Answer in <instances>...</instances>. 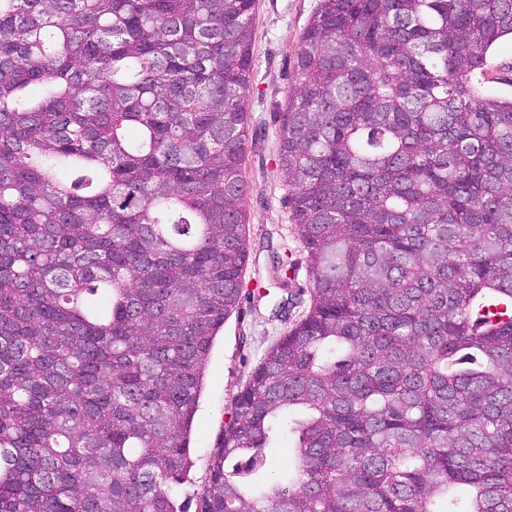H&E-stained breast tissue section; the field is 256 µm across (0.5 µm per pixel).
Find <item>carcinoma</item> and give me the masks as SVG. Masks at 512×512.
<instances>
[{
  "label": "carcinoma",
  "mask_w": 512,
  "mask_h": 512,
  "mask_svg": "<svg viewBox=\"0 0 512 512\" xmlns=\"http://www.w3.org/2000/svg\"><path fill=\"white\" fill-rule=\"evenodd\" d=\"M256 4L0 0V512H185ZM508 35L512 0H319L279 152L312 297L200 512H512V98L474 83Z\"/></svg>",
  "instance_id": "carcinoma-1"
}]
</instances>
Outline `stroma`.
Masks as SVG:
<instances>
[{
  "mask_svg": "<svg viewBox=\"0 0 512 512\" xmlns=\"http://www.w3.org/2000/svg\"><path fill=\"white\" fill-rule=\"evenodd\" d=\"M319 0H258L253 39L252 87L246 100L248 140L245 178L249 260L239 307L225 321L211 352L190 443L193 466L176 487L187 512H198L224 424L250 372L310 301L306 254L288 208V182L278 156L280 114L288 104L294 51ZM485 94L512 96V40L490 53L480 76ZM294 265L282 285L277 261Z\"/></svg>",
  "mask_w": 512,
  "mask_h": 512,
  "instance_id": "stroma-1",
  "label": "stroma"
}]
</instances>
